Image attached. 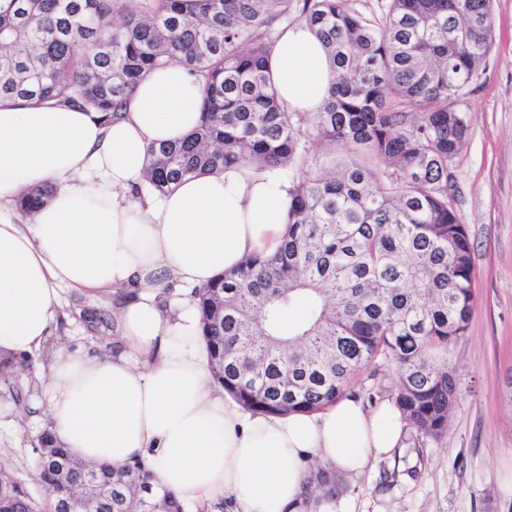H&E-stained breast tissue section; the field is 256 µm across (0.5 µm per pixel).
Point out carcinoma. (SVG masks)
<instances>
[{
    "label": "carcinoma",
    "instance_id": "1",
    "mask_svg": "<svg viewBox=\"0 0 512 512\" xmlns=\"http://www.w3.org/2000/svg\"><path fill=\"white\" fill-rule=\"evenodd\" d=\"M293 0H0V101L80 104L114 118L149 70L175 63L205 73L201 121L188 137L148 149L147 179L164 193L229 164L295 168L287 229L277 249L252 254L199 289L214 382L258 413H308L335 402L377 357L395 364L387 396L408 425L439 440L457 402L453 367L439 357L465 332L473 307L468 230L448 196V161L466 142L452 107L494 43L493 0H388L382 22L345 0H303L302 16L333 60L323 109L288 112L268 67L273 23ZM324 141L368 162L304 168ZM48 196L18 200L30 211ZM293 308L303 309L295 321ZM112 501L84 491L85 471ZM38 479L48 512L78 497L85 512H185L139 461L94 466L41 436ZM336 494L316 468L297 512ZM0 512L39 505L0 468Z\"/></svg>",
    "mask_w": 512,
    "mask_h": 512
}]
</instances>
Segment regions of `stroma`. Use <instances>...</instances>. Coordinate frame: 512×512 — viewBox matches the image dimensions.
Here are the masks:
<instances>
[{"mask_svg": "<svg viewBox=\"0 0 512 512\" xmlns=\"http://www.w3.org/2000/svg\"><path fill=\"white\" fill-rule=\"evenodd\" d=\"M495 41L485 66L454 102L469 129L448 168L453 205L473 246L474 306L466 331L449 346L458 400L447 435L412 429L403 447L371 469L343 477L324 512H512V0H494ZM64 316L51 349L84 346L108 354L119 332L111 298L63 290ZM0 375V462L36 501L38 434L30 406L42 395L36 370Z\"/></svg>", "mask_w": 512, "mask_h": 512, "instance_id": "35a3bbf8", "label": "stroma"}]
</instances>
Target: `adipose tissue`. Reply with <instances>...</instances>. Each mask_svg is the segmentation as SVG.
Here are the masks:
<instances>
[{"label": "adipose tissue", "mask_w": 512, "mask_h": 512, "mask_svg": "<svg viewBox=\"0 0 512 512\" xmlns=\"http://www.w3.org/2000/svg\"><path fill=\"white\" fill-rule=\"evenodd\" d=\"M282 106L317 112L333 69L303 21L282 26L270 55ZM206 80L183 64L147 73L119 118L72 105L0 102V358L48 349L62 288L119 296L109 356L52 352L45 403L56 444L96 464L143 461L153 483L225 512H290L309 469L365 471L405 424L345 394L315 412H246L215 384L196 292L286 229L290 184L275 168L229 166L166 193L145 180L149 146L200 123ZM51 186L26 221L25 191ZM49 350V349H48Z\"/></svg>", "instance_id": "ef3b65f1"}]
</instances>
